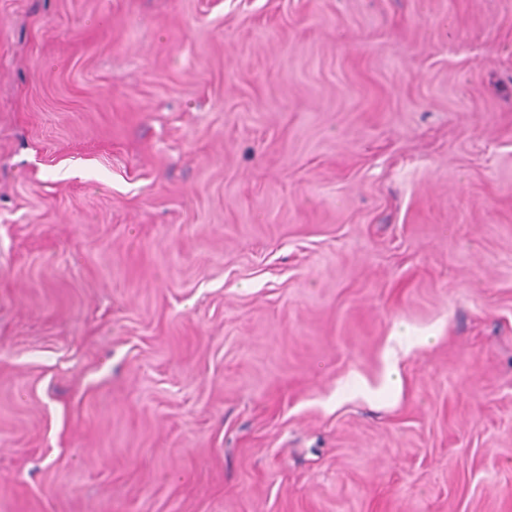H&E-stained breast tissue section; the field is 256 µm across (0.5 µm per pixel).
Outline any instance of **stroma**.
<instances>
[{
    "label": "stroma",
    "mask_w": 512,
    "mask_h": 512,
    "mask_svg": "<svg viewBox=\"0 0 512 512\" xmlns=\"http://www.w3.org/2000/svg\"><path fill=\"white\" fill-rule=\"evenodd\" d=\"M0 512H512V0H0Z\"/></svg>",
    "instance_id": "stroma-1"
}]
</instances>
